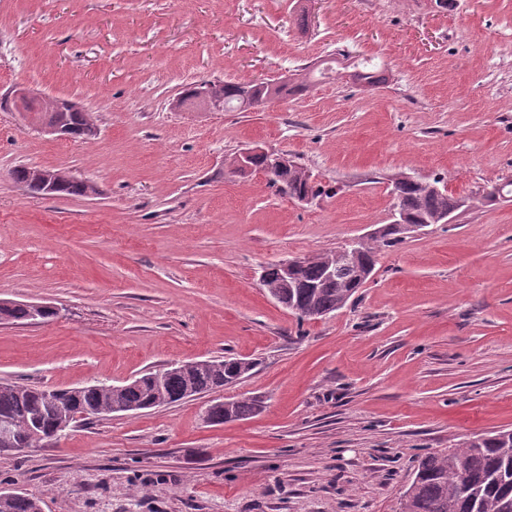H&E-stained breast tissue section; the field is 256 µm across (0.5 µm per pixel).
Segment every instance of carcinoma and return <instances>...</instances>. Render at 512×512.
<instances>
[{"mask_svg":"<svg viewBox=\"0 0 512 512\" xmlns=\"http://www.w3.org/2000/svg\"><path fill=\"white\" fill-rule=\"evenodd\" d=\"M352 78L368 86L387 81L380 71H354ZM314 83L313 72L300 81L288 78L286 82H224L201 83L186 91L192 99L201 90H210L224 97V109L237 110L243 97L266 104L289 95L300 94ZM61 115L74 127L76 138L94 133L92 115L88 112L63 108ZM45 170L21 166L13 171V179L30 194H43ZM289 181L293 191L314 197L328 195L329 190L315 183L312 176L299 166ZM442 178H416L397 175L394 184L393 209L405 216L409 224H423L454 208L457 199L436 190ZM59 195L87 196L95 192L86 180L62 177ZM512 198V181L480 197L466 198V208H476L492 202ZM398 232L387 231L355 246L352 255L341 250L327 251L313 256L301 268L293 283L280 276L278 264L266 267L262 287L270 294L282 296V303L301 319L323 317L344 308L359 288L366 283L364 274L372 271L378 255L399 242ZM0 318L6 321H30L29 306L9 300L0 305ZM255 363L232 356L224 359H194L174 367L143 374L131 383L111 386L106 383L67 389H43L20 382L0 385V425L8 423L11 430L29 434L30 422L37 418L48 428L54 420L69 412L95 410L111 411L114 404L135 412L168 406L196 395L209 393L232 385L250 372ZM263 409V402L253 397H231L222 404L207 408V420L214 424L246 419ZM0 512H41V500L19 492L8 500ZM401 512H512V431H497L469 439L448 449L446 453L423 456L415 477L404 493Z\"/></svg>","mask_w":512,"mask_h":512,"instance_id":"cac0c4a2","label":"carcinoma"}]
</instances>
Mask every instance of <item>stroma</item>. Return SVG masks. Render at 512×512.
<instances>
[{
    "label": "stroma",
    "instance_id": "stroma-1",
    "mask_svg": "<svg viewBox=\"0 0 512 512\" xmlns=\"http://www.w3.org/2000/svg\"><path fill=\"white\" fill-rule=\"evenodd\" d=\"M344 54L388 81L321 83L247 112L174 110L191 85L269 80ZM25 86L96 119L87 140L6 107ZM285 151L331 193L308 204L244 149ZM20 166L93 181L34 196ZM475 196L512 180V0H0V381L120 385L191 359L247 358L209 423L203 394L0 452V489L43 512H400L424 454L512 430V201L457 213L381 253L332 314L299 319L271 263L387 224L390 180ZM1 300H5L7 304L3 306L0 305V318H3L8 322L33 321L32 312L35 319L34 322H37L39 320L38 312H40L44 307H47L42 304L28 303L32 308L31 311L29 306L26 304L9 299H0V302ZM218 402L215 401L207 408V420L210 423L224 424V422L247 419L259 413L264 407L261 400L253 397H231L224 399L222 404H216Z\"/></svg>",
    "mask_w": 512,
    "mask_h": 512
}]
</instances>
